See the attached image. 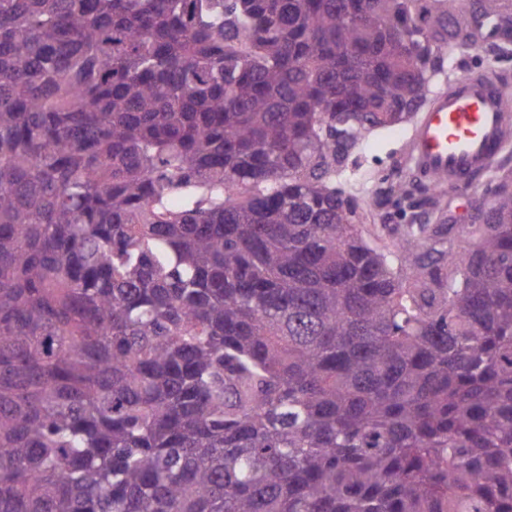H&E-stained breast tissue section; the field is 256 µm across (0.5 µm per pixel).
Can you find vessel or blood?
Segmentation results:
<instances>
[{
  "instance_id": "vessel-or-blood-1",
  "label": "vessel or blood",
  "mask_w": 512,
  "mask_h": 512,
  "mask_svg": "<svg viewBox=\"0 0 512 512\" xmlns=\"http://www.w3.org/2000/svg\"><path fill=\"white\" fill-rule=\"evenodd\" d=\"M507 108L499 90L479 72L456 79L431 99L411 141L416 168L443 176L451 187L465 189L472 173L487 169L508 134Z\"/></svg>"
}]
</instances>
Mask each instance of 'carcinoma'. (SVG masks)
Wrapping results in <instances>:
<instances>
[{
	"label": "carcinoma",
	"instance_id": "1",
	"mask_svg": "<svg viewBox=\"0 0 512 512\" xmlns=\"http://www.w3.org/2000/svg\"><path fill=\"white\" fill-rule=\"evenodd\" d=\"M501 0H0V512H512V169L336 188Z\"/></svg>",
	"mask_w": 512,
	"mask_h": 512
}]
</instances>
